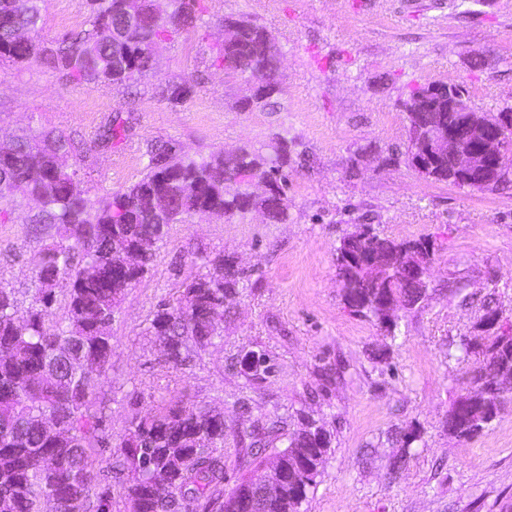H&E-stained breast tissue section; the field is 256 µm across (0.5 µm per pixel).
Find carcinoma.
<instances>
[{
  "label": "carcinoma",
  "instance_id": "cac0c4a2",
  "mask_svg": "<svg viewBox=\"0 0 512 512\" xmlns=\"http://www.w3.org/2000/svg\"><path fill=\"white\" fill-rule=\"evenodd\" d=\"M168 18L154 22L153 0H90L86 28L46 46L37 40L48 0H0V66L39 63L52 72L87 84L131 88L154 72L148 64L151 49L176 35L199 27L204 0H170ZM274 41L269 31L251 20L232 17L224 44L212 46L201 63L224 70L229 77L266 81L278 70L280 58L265 51ZM192 93L185 82L169 81L159 95L180 104ZM279 91L260 89L244 111L265 110L276 104ZM408 129L416 126L453 128L463 114L448 106V93L433 82L415 85L403 103ZM129 131L127 121L109 116L101 125L97 146L110 147ZM73 143L54 129L42 127L0 143V222L9 219L14 197L38 203L31 224L56 228V240L41 256L35 275L30 318L19 325L15 289L0 282V512H42L43 501H55V512H112L110 488L96 483L91 470L92 450L108 447L102 429L103 413L96 408L98 389L108 376L112 358V321L123 297L150 269L155 246L171 224L193 216H243L259 205L269 222H288L286 196L288 142L275 146V156L245 146L236 153L218 151L199 161H187L166 142L150 145L143 177L130 187L91 201L77 172L57 167V154ZM266 177L270 194L253 199L247 178ZM427 180L450 182V161L439 154L422 173ZM160 194L167 207L145 206ZM118 238L139 257L136 267L120 272L114 265L112 241ZM415 249L432 251L425 239L397 241L359 227L336 246V262L344 264L345 302L353 312L376 322L392 334L379 315L376 280L356 260L367 252L377 255L393 273L388 292L394 311L414 308L425 296L428 274L415 270ZM212 270L186 285L190 307L158 305L147 333L174 350V368L206 352L223 337L225 301L237 293L234 260L221 253L208 260ZM97 267L86 276L82 268ZM477 353L482 360L472 370L468 386L448 410V433L471 439L489 427L505 400L501 385L503 361L512 364V326L492 336H465L448 348V360L461 362ZM101 368L97 380H87L81 366ZM48 415L62 423L50 433ZM287 447L277 462L290 464L288 480L302 488L296 501L280 497L260 510L253 507L255 480H243L224 491V413L208 404L187 405L171 399L149 412L132 415L118 448L119 472L127 512H206L220 502L223 512H302L319 469L295 467L288 449L297 448L320 466L332 447L324 425L298 418L288 434L277 419L254 426L240 439L241 452L257 458L259 451L280 437Z\"/></svg>",
  "mask_w": 512,
  "mask_h": 512
}]
</instances>
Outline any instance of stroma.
<instances>
[{
	"label": "stroma",
	"mask_w": 512,
	"mask_h": 512,
	"mask_svg": "<svg viewBox=\"0 0 512 512\" xmlns=\"http://www.w3.org/2000/svg\"><path fill=\"white\" fill-rule=\"evenodd\" d=\"M196 32L165 43L153 76L127 89L76 83L39 64L0 69V134L47 127L75 139L64 163L90 199L137 181L154 141L188 160L246 145L271 152L287 140L288 221L257 214L192 216L169 225L151 270L128 289L112 322V372L101 396L106 435L118 441L133 411L152 399L208 403L224 413V486L254 475L237 443L255 420L295 429L298 412L320 419L333 444L307 512H505L512 507V402L481 435L450 436L448 410L472 370L448 349L477 334L486 308L512 322V179L480 193L423 179L403 156L402 103L413 83L464 86L475 109L512 104V0H207ZM266 26L282 51L274 109L240 110L243 81L201 66L223 16ZM87 0H49L40 40L79 31ZM486 61L475 70V55ZM188 81L174 106L156 89ZM133 111L127 136L92 149L110 114ZM18 199L0 223V282L21 309L50 230ZM397 240L429 239L428 291L401 311L395 337L347 308L335 248L360 226ZM233 255L243 274L224 315V338L172 369L147 334L157 305L175 300L206 254ZM266 354L271 373L252 377L240 361ZM416 434L402 455V434Z\"/></svg>",
	"instance_id": "1"
}]
</instances>
